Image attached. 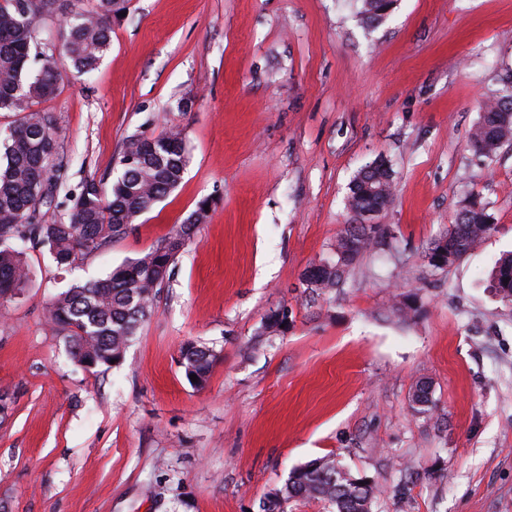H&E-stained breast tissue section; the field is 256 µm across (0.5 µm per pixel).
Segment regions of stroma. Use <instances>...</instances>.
Segmentation results:
<instances>
[{
    "mask_svg": "<svg viewBox=\"0 0 512 512\" xmlns=\"http://www.w3.org/2000/svg\"><path fill=\"white\" fill-rule=\"evenodd\" d=\"M129 0L52 119L61 192L118 174L124 141L179 127L186 169L126 234L58 269L25 245L29 281L0 299V512H262L325 456L381 490L373 512H512V302L489 286L512 251V144L469 132L512 70V0ZM389 161L384 230L341 288L312 290L353 215L348 185ZM468 193L494 229L451 267L425 254ZM216 203L179 253L124 361L87 370L47 320ZM288 315L283 332L268 314ZM217 353L204 386L184 343ZM427 383L419 412L413 392ZM359 14L366 24L378 25L392 12L394 0H360ZM391 11V12H390Z\"/></svg>",
    "mask_w": 512,
    "mask_h": 512,
    "instance_id": "1",
    "label": "stroma"
}]
</instances>
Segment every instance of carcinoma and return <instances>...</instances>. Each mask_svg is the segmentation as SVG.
I'll return each instance as SVG.
<instances>
[{
    "instance_id": "1",
    "label": "carcinoma",
    "mask_w": 512,
    "mask_h": 512,
    "mask_svg": "<svg viewBox=\"0 0 512 512\" xmlns=\"http://www.w3.org/2000/svg\"><path fill=\"white\" fill-rule=\"evenodd\" d=\"M359 14L370 25L382 23L394 0H360ZM125 0H95L90 8L67 12L63 0H0V112L17 114V123L0 137V298L15 296L25 286L28 266L24 253L7 241L17 238L48 248L57 268L66 270L87 254L99 250L112 238L127 232L137 218L152 210L181 182L186 153L181 134L163 137L132 136L126 140L119 159L120 174L108 186L93 180L83 183L69 198L66 221L47 218L56 202L52 180L59 167V151L50 116L37 109L53 96L61 80L56 56L63 54L77 78L90 75L110 46L112 19L124 9ZM54 15L60 25L59 39L42 41L43 17ZM503 87L481 105L469 146L487 160H493L506 143L512 142V74L501 78ZM394 174L384 160H377L353 178L347 197L348 208L357 216L374 207L387 208L392 202ZM213 199L200 200L185 224L145 255L128 261L104 279L74 283L54 300L49 323L65 338L71 360L86 368L109 367L120 362L141 324L153 312L157 291L163 287L169 267L197 225L209 217L205 207ZM348 224L336 240L344 246V235L358 233L359 256L380 235L381 228ZM493 230L487 205L471 194L460 201L454 224L442 241H435L426 253L430 266L439 269L442 254L447 265L462 259ZM356 264L351 259L336 268L332 264L321 279L323 289L332 290ZM493 287L512 300V254L502 257L492 271ZM215 351L195 342L181 348L186 375L205 383ZM375 487L370 480L357 483L336 459H316L295 470L267 498L264 512H285L295 499L329 502L336 512H360L372 505Z\"/></svg>"
}]
</instances>
